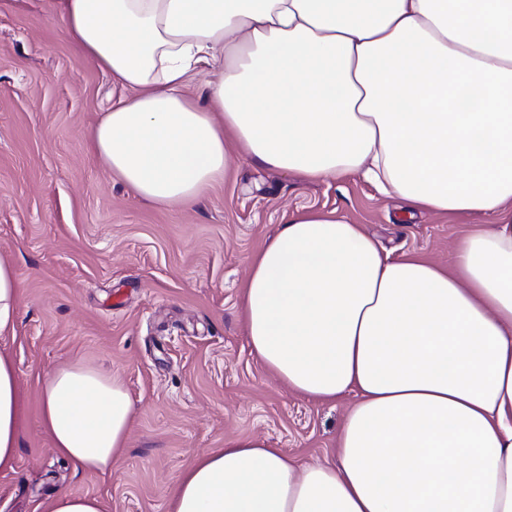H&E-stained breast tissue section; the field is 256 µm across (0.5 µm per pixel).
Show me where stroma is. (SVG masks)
Masks as SVG:
<instances>
[{
    "label": "stroma",
    "mask_w": 512,
    "mask_h": 512,
    "mask_svg": "<svg viewBox=\"0 0 512 512\" xmlns=\"http://www.w3.org/2000/svg\"><path fill=\"white\" fill-rule=\"evenodd\" d=\"M121 90L68 39L53 0H0V258L20 284L0 340L26 404L22 445L0 473V512L50 494L98 495L105 512H166L178 474L225 440L256 435L299 464L324 460L354 402L289 393L252 354L241 320L250 259L294 216L336 212L391 255L450 264L482 215L410 208L356 173L304 181L229 150L201 201L157 207L89 153ZM66 361L121 373L136 411L111 472L56 458L39 378Z\"/></svg>",
    "instance_id": "stroma-1"
}]
</instances>
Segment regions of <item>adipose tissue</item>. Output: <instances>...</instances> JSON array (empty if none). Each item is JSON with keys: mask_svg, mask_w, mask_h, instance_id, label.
Returning <instances> with one entry per match:
<instances>
[{"mask_svg": "<svg viewBox=\"0 0 512 512\" xmlns=\"http://www.w3.org/2000/svg\"><path fill=\"white\" fill-rule=\"evenodd\" d=\"M122 96L88 150L160 207L199 201L227 144L310 181L364 172L413 208L482 214L450 265L391 256L308 212L250 262L252 353L294 394L352 395L332 460L243 436L177 477L167 512H512V0H54ZM204 101L186 94L199 68ZM19 282L0 259V338ZM58 458L110 471L135 408L123 378L66 362L40 381ZM25 411L0 352V471Z\"/></svg>", "mask_w": 512, "mask_h": 512, "instance_id": "1", "label": "adipose tissue"}]
</instances>
